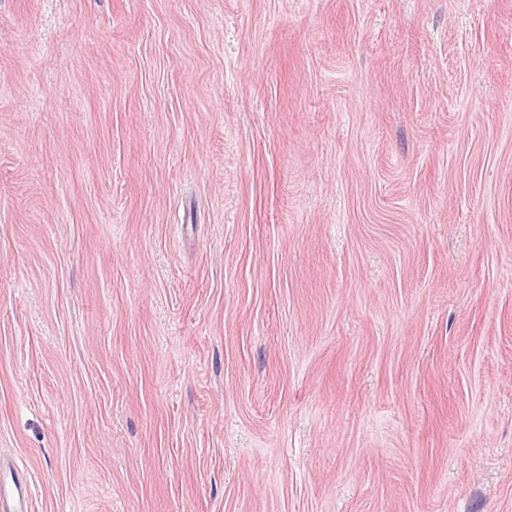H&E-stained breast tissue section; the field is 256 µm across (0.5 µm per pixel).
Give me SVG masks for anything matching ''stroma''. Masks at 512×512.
<instances>
[{"label":"stroma","instance_id":"obj_1","mask_svg":"<svg viewBox=\"0 0 512 512\" xmlns=\"http://www.w3.org/2000/svg\"><path fill=\"white\" fill-rule=\"evenodd\" d=\"M32 512H512V0H0V480Z\"/></svg>","mask_w":512,"mask_h":512}]
</instances>
